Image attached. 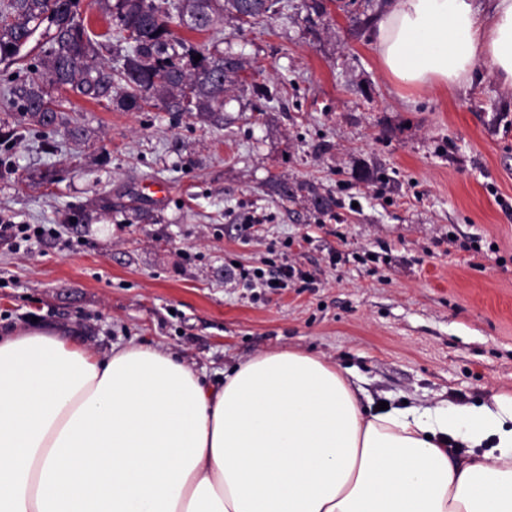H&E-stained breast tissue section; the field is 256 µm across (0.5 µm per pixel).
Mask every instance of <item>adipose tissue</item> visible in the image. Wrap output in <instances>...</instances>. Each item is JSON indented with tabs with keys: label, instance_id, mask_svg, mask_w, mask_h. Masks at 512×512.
<instances>
[{
	"label": "adipose tissue",
	"instance_id": "ef3b65f1",
	"mask_svg": "<svg viewBox=\"0 0 512 512\" xmlns=\"http://www.w3.org/2000/svg\"><path fill=\"white\" fill-rule=\"evenodd\" d=\"M375 50L407 89L485 62L512 89V0H394ZM0 512H512V396L372 413L301 351L216 388L135 342L101 358L22 330L0 335Z\"/></svg>",
	"mask_w": 512,
	"mask_h": 512
}]
</instances>
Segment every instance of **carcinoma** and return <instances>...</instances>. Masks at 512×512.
<instances>
[{
    "label": "carcinoma",
    "mask_w": 512,
    "mask_h": 512,
    "mask_svg": "<svg viewBox=\"0 0 512 512\" xmlns=\"http://www.w3.org/2000/svg\"><path fill=\"white\" fill-rule=\"evenodd\" d=\"M81 0H0V63H15L40 27L44 59L8 89L11 103L31 130L63 125L59 100L46 87L69 88L99 103L128 110L163 105L171 112L212 116L224 111V93L245 61L233 54L187 47L169 28L177 15L189 29H208L217 13L240 24L267 15L276 0H94L112 24L94 38L80 16ZM127 44L120 64L107 66L100 51ZM201 55L196 61L194 57Z\"/></svg>",
    "instance_id": "obj_1"
}]
</instances>
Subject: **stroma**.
<instances>
[{"mask_svg":"<svg viewBox=\"0 0 512 512\" xmlns=\"http://www.w3.org/2000/svg\"><path fill=\"white\" fill-rule=\"evenodd\" d=\"M392 4L280 0L206 32L171 21L247 63L218 122L70 95L78 138L58 130L49 154L24 136L0 172L1 221L62 230L0 245V333L51 327L100 356L133 339L212 386L299 350L352 371L369 408L511 396L512 90L486 65L450 92L394 85L374 48ZM155 180L167 199L140 193ZM252 212L269 221L247 234ZM268 262L311 287H242Z\"/></svg>","mask_w":512,"mask_h":512,"instance_id":"1","label":"stroma"}]
</instances>
